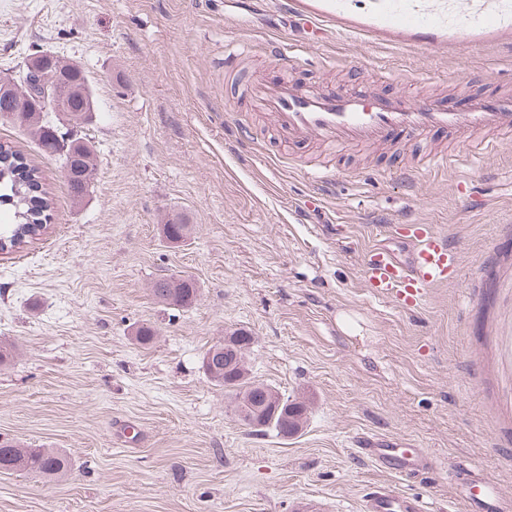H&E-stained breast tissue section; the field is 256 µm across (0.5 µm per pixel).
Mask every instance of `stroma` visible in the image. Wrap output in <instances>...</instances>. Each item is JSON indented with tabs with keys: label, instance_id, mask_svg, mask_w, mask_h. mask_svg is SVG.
Returning <instances> with one entry per match:
<instances>
[{
	"label": "stroma",
	"instance_id": "stroma-1",
	"mask_svg": "<svg viewBox=\"0 0 512 512\" xmlns=\"http://www.w3.org/2000/svg\"><path fill=\"white\" fill-rule=\"evenodd\" d=\"M379 2L347 0L321 40L277 0L246 14L231 0H0V72L52 51L87 72L96 106L80 201L58 157L0 123L52 199L44 232L0 254V340L16 345L0 440L71 460L55 479L0 472V512H366L383 486L469 512L458 463L512 512V147L445 173L424 163L430 136L394 148L404 172L384 177V151L295 148L242 94L273 70L414 101L512 91V0H425L492 22L423 44L365 31ZM172 220L192 227L176 244ZM398 224L432 226L460 258L456 282L411 311L362 277L375 243L407 257ZM168 277L195 281L190 305L154 297ZM239 329L252 380L307 404L297 434L251 433L206 374L205 351ZM363 434L410 441L429 465L384 473Z\"/></svg>",
	"mask_w": 512,
	"mask_h": 512
}]
</instances>
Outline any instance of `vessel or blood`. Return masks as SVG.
Here are the masks:
<instances>
[{"label":"vessel or blood","mask_w":512,"mask_h":512,"mask_svg":"<svg viewBox=\"0 0 512 512\" xmlns=\"http://www.w3.org/2000/svg\"><path fill=\"white\" fill-rule=\"evenodd\" d=\"M418 0H382L377 13L381 27L392 31L417 30L427 34L447 29L445 13L421 11ZM288 13H302L306 23L322 28L336 16V0H320L317 7L301 11L299 0H284ZM253 95L271 113L279 130L289 141H313L322 147L343 151L359 146H389L404 139L432 133L447 137L449 150L429 155L428 167L446 169L500 148L512 137V95L490 93L465 95L464 109L447 102L419 103L403 95L382 94L361 87L347 91L309 89L280 73L263 78L252 88ZM468 134L469 148L461 150L458 139ZM406 236L411 243L409 262H400L382 244L364 253L362 274L366 288L377 298L401 308L419 307L437 287L458 276L459 257L445 235L427 224H410ZM361 452L383 470L410 475L424 465L419 452L400 448L398 442L363 437L357 442ZM465 495L479 512H488L496 486L487 477L460 480ZM368 512H426L418 501L393 490L381 488L368 500Z\"/></svg>","instance_id":"1"}]
</instances>
